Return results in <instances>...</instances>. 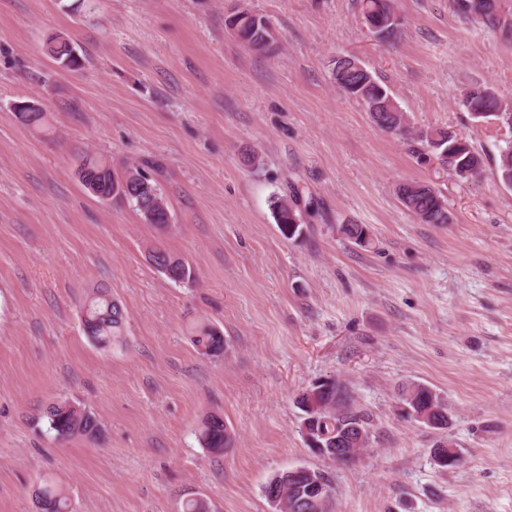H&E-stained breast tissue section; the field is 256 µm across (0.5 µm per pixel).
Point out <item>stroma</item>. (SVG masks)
I'll use <instances>...</instances> for the list:
<instances>
[{
  "mask_svg": "<svg viewBox=\"0 0 512 512\" xmlns=\"http://www.w3.org/2000/svg\"><path fill=\"white\" fill-rule=\"evenodd\" d=\"M360 0H0V512H35L44 479L70 512H272L279 471H323L335 512H512V188L496 176L512 129L460 108L489 85L512 97V41L452 0H397L401 34L377 40ZM266 17L272 51L227 26ZM67 38L81 58L43 52ZM358 57L388 87L407 131L378 129L331 76ZM45 112L49 130L18 117ZM444 128L485 158L463 180L416 137ZM115 173L157 165L171 222L100 201L78 178L85 152ZM424 181L449 223L423 224L396 195ZM296 183L320 204L284 238L271 198ZM362 224L371 243L349 241ZM163 247L196 270L170 281ZM123 308L122 342L83 331L98 286ZM224 336L208 357L197 323ZM335 377L370 418L353 465L314 454L298 431L299 393ZM420 383L442 398L447 429L402 416ZM99 420V439L62 441L42 414L57 401ZM222 416L231 448H203ZM462 456L433 461L437 441ZM57 38V39H56ZM47 54L53 58L54 61L65 65L68 69H75L80 67V61L77 57L72 44L61 37H51L46 43ZM226 427L228 426L223 417L219 415H209L204 418L198 430L202 446L213 453L223 452L229 441V436L226 437L224 434Z\"/></svg>",
  "mask_w": 512,
  "mask_h": 512,
  "instance_id": "obj_1",
  "label": "stroma"
}]
</instances>
